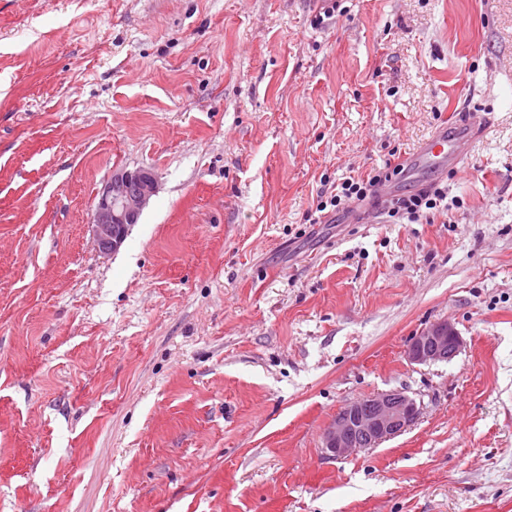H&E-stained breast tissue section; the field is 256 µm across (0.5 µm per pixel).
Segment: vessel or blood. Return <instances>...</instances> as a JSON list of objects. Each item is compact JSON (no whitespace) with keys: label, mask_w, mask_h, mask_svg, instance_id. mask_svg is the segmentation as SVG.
Instances as JSON below:
<instances>
[{"label":"vessel or blood","mask_w":512,"mask_h":512,"mask_svg":"<svg viewBox=\"0 0 512 512\" xmlns=\"http://www.w3.org/2000/svg\"><path fill=\"white\" fill-rule=\"evenodd\" d=\"M486 125V115L474 110L470 111L466 120L448 119L406 159L407 171L416 175L426 169H458L470 145L484 133Z\"/></svg>","instance_id":"obj_1"}]
</instances>
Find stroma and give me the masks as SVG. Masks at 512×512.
<instances>
[{"label": "stroma", "mask_w": 512, "mask_h": 512, "mask_svg": "<svg viewBox=\"0 0 512 512\" xmlns=\"http://www.w3.org/2000/svg\"><path fill=\"white\" fill-rule=\"evenodd\" d=\"M0 0V512H512V0ZM460 202L317 212L453 113ZM147 168L120 247L95 198ZM448 363L406 357L436 321ZM416 422L339 459L347 404ZM157 188L158 181L151 170L139 169L112 175L98 193L92 215L99 254L108 256L122 246L129 227L137 224ZM419 413L415 399L399 390L352 402L324 432V453L338 459L360 448L378 447L413 425Z\"/></svg>", "instance_id": "obj_1"}]
</instances>
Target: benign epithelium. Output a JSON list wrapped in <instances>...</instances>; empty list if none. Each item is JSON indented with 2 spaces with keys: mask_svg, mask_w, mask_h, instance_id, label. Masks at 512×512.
Instances as JSON below:
<instances>
[{
  "mask_svg": "<svg viewBox=\"0 0 512 512\" xmlns=\"http://www.w3.org/2000/svg\"><path fill=\"white\" fill-rule=\"evenodd\" d=\"M158 188L155 174L146 169L114 175L98 193L92 224L99 254L116 252L129 227L138 222ZM462 339L446 320L434 322L414 337L407 358L415 364L448 362L460 352ZM419 416L415 399L403 391L379 393L346 405L323 435V449L332 459L360 448H375L413 425Z\"/></svg>",
  "mask_w": 512,
  "mask_h": 512,
  "instance_id": "7a95c632",
  "label": "benign epithelium"
}]
</instances>
